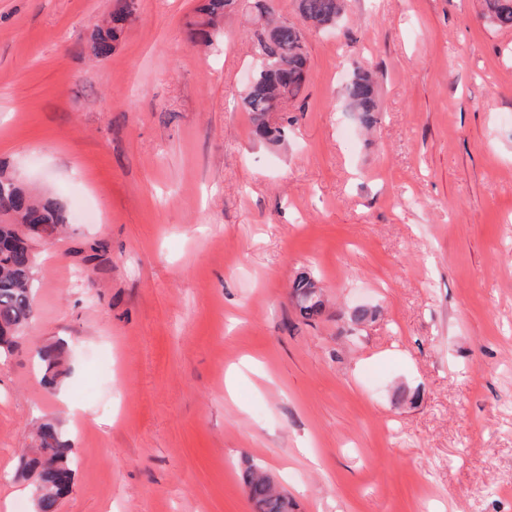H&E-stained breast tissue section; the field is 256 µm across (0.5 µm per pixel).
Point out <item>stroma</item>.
Segmentation results:
<instances>
[{
	"label": "stroma",
	"instance_id": "obj_1",
	"mask_svg": "<svg viewBox=\"0 0 512 512\" xmlns=\"http://www.w3.org/2000/svg\"><path fill=\"white\" fill-rule=\"evenodd\" d=\"M199 3L137 0L95 58L114 0H0V164L69 216L0 356V501L35 512L15 473L51 419L58 512H252L250 465L292 512H512V28L483 0H346L273 146L240 105L248 32L294 0H243L209 47ZM358 65L370 132L339 100ZM297 307L302 319L309 321L319 317L324 309L323 301L317 291V286L311 277L300 276L293 285ZM62 354V349L57 346H45L37 351L44 368L45 379L52 383L57 382L58 376L66 372V369H61L64 366Z\"/></svg>",
	"mask_w": 512,
	"mask_h": 512
}]
</instances>
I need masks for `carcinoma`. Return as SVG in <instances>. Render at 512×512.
I'll use <instances>...</instances> for the list:
<instances>
[{"instance_id": "obj_1", "label": "carcinoma", "mask_w": 512, "mask_h": 512, "mask_svg": "<svg viewBox=\"0 0 512 512\" xmlns=\"http://www.w3.org/2000/svg\"><path fill=\"white\" fill-rule=\"evenodd\" d=\"M115 2L109 21L98 27L92 36L91 49L95 56H105L111 51L112 42L134 11L131 0ZM237 2L239 0H207L199 8L200 19L189 28V40L213 45L218 18ZM483 2L484 17L490 25L512 28V0ZM296 11L297 16L313 26L333 27L343 17L344 0H296ZM251 39L256 52L254 80L241 96L242 105L251 115L253 139L277 144L288 137L290 108H284L275 117L272 116L273 108L281 101L292 104L303 88L309 69L306 39L298 26L286 19H272L268 27L254 29ZM342 99L355 112L361 126L366 129L376 126L379 104L376 81L370 72L355 69ZM2 183L12 186L11 190L0 192V241H12L10 247L0 249V353L7 354L34 317L35 239L27 237L21 227L48 224L56 232L68 222V215L61 204L52 199L36 198L0 167ZM293 290L302 319L309 321L322 314L323 301L310 277L297 278ZM62 354V349L57 346H45L37 351L45 379L52 383L65 373ZM35 441L39 453L25 458L21 471L36 476L39 489L35 498L37 512H57L60 500L71 487L70 443L52 421L37 428ZM242 480L258 512H291L290 500L265 472L251 466L243 472Z\"/></svg>"}]
</instances>
